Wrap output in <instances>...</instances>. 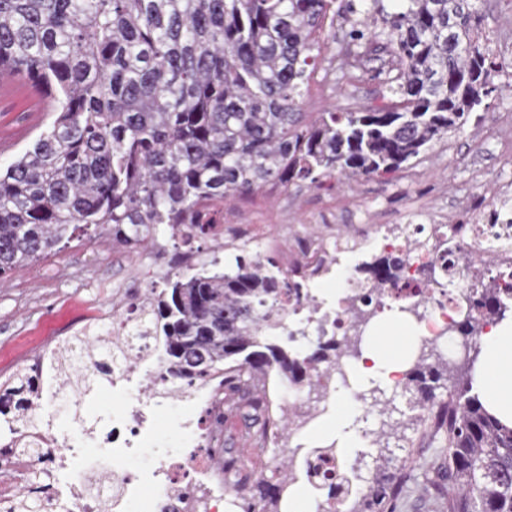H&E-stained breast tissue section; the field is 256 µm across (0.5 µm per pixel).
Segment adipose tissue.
Listing matches in <instances>:
<instances>
[{
	"instance_id": "1",
	"label": "adipose tissue",
	"mask_w": 512,
	"mask_h": 512,
	"mask_svg": "<svg viewBox=\"0 0 512 512\" xmlns=\"http://www.w3.org/2000/svg\"><path fill=\"white\" fill-rule=\"evenodd\" d=\"M412 332L401 322L373 337L364 361L359 365L363 376L391 379L401 372L408 353ZM476 388L504 419L512 420V323H504L482 336L475 361Z\"/></svg>"
}]
</instances>
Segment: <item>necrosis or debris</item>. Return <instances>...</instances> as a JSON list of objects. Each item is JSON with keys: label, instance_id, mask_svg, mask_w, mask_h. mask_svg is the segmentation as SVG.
Segmentation results:
<instances>
[{"label": "necrosis or debris", "instance_id": "obj_1", "mask_svg": "<svg viewBox=\"0 0 512 512\" xmlns=\"http://www.w3.org/2000/svg\"><path fill=\"white\" fill-rule=\"evenodd\" d=\"M512 198V192L491 191L483 207L465 216L449 215L461 225L457 239L478 250L486 236L497 233L512 242V226L496 224L493 213ZM424 225L408 224L400 236L381 226L374 247L382 253L405 258L401 285L377 299L372 285L360 274L346 280V288L334 306L299 309L296 319L305 336H361L366 326L347 309L358 303L372 316L393 308L424 304L419 319L424 337L446 343L465 305L473 284L458 278L455 293L428 284L425 269L434 256L425 250H407V240H421ZM366 241L360 227L339 239L336 252H328L323 239L311 240L307 249L323 260L322 269L303 264L294 273L301 287H309L317 273L341 269L349 251ZM102 330L117 338L112 350L111 409L96 414L91 427L70 424L66 429L41 436L38 456H30L21 444L0 446V469L11 474L0 486V503L32 495V465H40L57 497L70 502L72 512H241L240 496L225 490L223 473L209 469L212 454L224 447V389L220 386H187L184 400L200 408L198 418L172 420L174 396L165 385L155 384L161 365L141 321L123 322L113 316Z\"/></svg>", "mask_w": 512, "mask_h": 512}]
</instances>
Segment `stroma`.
Instances as JSON below:
<instances>
[{
  "label": "stroma",
  "mask_w": 512,
  "mask_h": 512,
  "mask_svg": "<svg viewBox=\"0 0 512 512\" xmlns=\"http://www.w3.org/2000/svg\"><path fill=\"white\" fill-rule=\"evenodd\" d=\"M487 4L486 31L504 61L498 77L504 89L490 98L488 110L472 113L462 133L436 143L390 176L331 182L319 189L304 183L285 190L268 187L254 201L232 203L224 210L225 229L269 227L268 240L242 241L247 255L274 256L284 269L297 258L291 245L318 234L323 225L344 232L354 224H397L405 216L426 224L448 210L476 208L483 186H512V153L504 148L512 138V0ZM337 66L333 54L320 60L304 111L379 104L378 79L368 73L348 86L337 82ZM53 119L50 112L27 111L23 97L0 101V167L30 149ZM154 241L161 255L146 245L124 247L109 232L80 227L69 241L0 277V382L30 365L48 344H61L95 319L111 318L117 301L129 304L161 288L176 270V249L166 226L157 227ZM338 395L352 409L348 428L354 445L343 451L348 463L367 479L377 458H388L387 474L404 487L390 503L391 512H440L434 490L425 483L439 463L441 436L433 414L413 407L378 377H350ZM411 459L418 470H408Z\"/></svg>",
  "instance_id": "stroma-1"
}]
</instances>
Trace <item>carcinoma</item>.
I'll return each instance as SVG.
<instances>
[{"label":"carcinoma","mask_w":512,"mask_h":512,"mask_svg":"<svg viewBox=\"0 0 512 512\" xmlns=\"http://www.w3.org/2000/svg\"><path fill=\"white\" fill-rule=\"evenodd\" d=\"M0 0V71L19 72L51 99V129L0 171V276L45 255L81 224L136 247L164 224L192 247L224 223V205L267 185L338 176L385 177L407 167L433 142L464 130L470 114L502 86V63L485 37L479 0ZM350 22L340 49L351 82L375 48L385 99L379 108L304 112V89L318 58L336 40V19ZM402 258L383 255L360 268L377 293L397 285ZM466 297L456 324L465 344L512 307V283ZM314 298L272 258L235 256L212 274L185 267L167 276L152 300L151 327L177 381L207 383L224 374L229 414L251 417L271 382L294 392L313 386L323 367H341L348 339L319 336L301 350L288 337L283 297ZM86 332L50 353L54 378L75 376L86 390ZM414 406L437 410L447 427L441 448L448 482L443 512H512V425L503 422L473 381L435 402L441 373L418 360L406 374ZM40 378L24 370L0 383L17 398L0 416L14 435L41 424ZM226 472H250L232 488L249 512H279L294 485L288 469L265 474L226 448L214 457ZM399 490L376 470L361 493L351 477L329 495L358 493L365 512H380ZM62 503L22 498L0 512H53Z\"/></svg>","instance_id":"1"}]
</instances>
